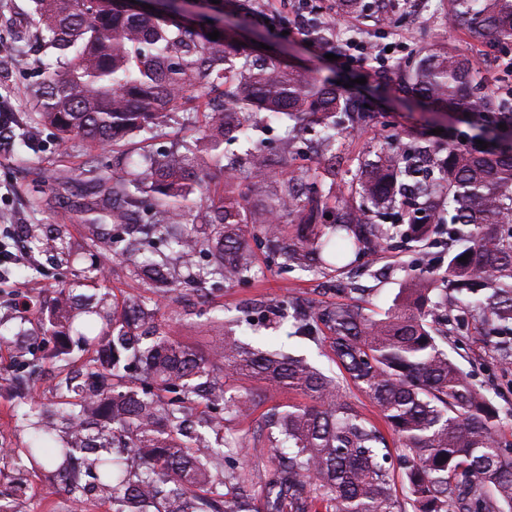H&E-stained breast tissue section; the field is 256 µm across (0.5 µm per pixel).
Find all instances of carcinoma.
<instances>
[{
    "label": "carcinoma",
    "instance_id": "1",
    "mask_svg": "<svg viewBox=\"0 0 512 512\" xmlns=\"http://www.w3.org/2000/svg\"><path fill=\"white\" fill-rule=\"evenodd\" d=\"M176 11L173 3L148 16L121 0H34L38 37L55 70L29 91L38 107L33 120L61 145L78 139L118 153L126 139L192 114L188 133L167 151L143 152L126 177H100L105 193L88 207L98 218L86 247H99L106 222L112 254L125 257L134 244L154 249L156 258L132 264L129 275L163 292L176 289L169 252L183 261L189 284L245 278L253 224L270 252L329 272L396 241L419 247L433 216L456 248L440 279L426 271L406 280L378 317L360 304L309 312L290 300L270 306L272 323L287 320L329 342L336 376L228 334L201 354L169 336L144 302H123L119 317L109 292L78 307L81 278L65 281L49 310L32 308L53 357L68 362L76 348L91 354L88 382L66 378L56 401H31L34 433L13 451L14 464L49 466L68 491L112 499V512H512V456L501 449L499 409L444 348L467 315L512 364V153L454 141L402 147L399 134L388 132L347 183L335 148L346 90L242 48L229 23L185 28ZM447 16L477 48L512 43V0H448ZM215 30L220 37L212 40ZM398 73L433 111H499L506 129L484 125L481 134L512 132V100L490 87L470 57L434 48ZM261 113L289 122L275 161L252 140ZM309 122L320 126L321 160L274 175L273 164L288 168ZM213 168L224 170L221 188L211 186ZM243 174L262 206L239 191ZM347 186L371 208L347 207ZM335 210L339 219L318 223ZM373 212L390 223H370ZM285 214L298 227L291 240L279 223ZM25 233L35 247L54 240L43 224L25 225ZM200 254L207 264L195 262ZM27 354L18 349L16 371L40 367ZM242 378L303 401L271 421L267 461L236 467L217 494L211 468L224 459L223 425L217 417L208 422L212 441L187 430L186 412L211 387L224 413L249 418L252 395L235 386ZM349 384L370 398L397 443L403 498L391 484L386 438L350 400Z\"/></svg>",
    "mask_w": 512,
    "mask_h": 512
}]
</instances>
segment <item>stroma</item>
<instances>
[{
	"mask_svg": "<svg viewBox=\"0 0 512 512\" xmlns=\"http://www.w3.org/2000/svg\"><path fill=\"white\" fill-rule=\"evenodd\" d=\"M336 4L337 0H313L314 23L302 32L293 28L297 0H224V10L243 23L245 42L267 39L273 54L284 62L351 83L353 111L370 110L372 118L348 133L337 149L344 178L353 177L359 156L388 130L423 144L434 141L437 128L444 138L473 141L479 121L427 112L393 80L399 64L436 43L472 54L468 40L448 24L441 0H373L370 11L362 16L339 14ZM352 40L368 44L372 60L350 64L340 58L341 49ZM378 55L386 56V70H377L374 58ZM43 62L33 44L20 53L0 52V107L14 113L18 121L14 135L30 142L26 148L0 150V241L20 245L23 252L21 260L0 262V334L9 337L26 329L23 343L43 362L29 385L33 396L48 401L65 371L50 359L51 344L30 331L32 315L22 304L33 300L51 305L56 285L70 280L75 270L71 256L81 252L85 243L84 206L101 190L95 171L115 170L116 160L111 150L93 149L81 141L63 147L48 130L31 127L28 117L36 102L26 90L41 82ZM28 224L59 230L63 247L48 252L31 248L24 233ZM449 245L447 234L435 226L423 253H382L351 273L287 269L257 246L255 267L248 278L231 284L211 281L198 290L176 291L168 299L130 279L126 266L108 257L101 262L103 281L86 282L82 292L92 295L104 285L118 299H142L155 309L156 321L169 336L202 352L223 339L225 320L235 318L239 324L234 333L241 339L270 352L306 358L334 375L338 368L323 344L262 327L265 305L287 297L316 305L359 303L369 313L379 314L409 277L434 267ZM447 349L470 381L498 406L500 435L512 443V365H502L493 345L482 336L450 337ZM254 392L258 405L247 424L226 419L225 434L238 437L248 430L259 431L274 409L299 400L297 394L267 393L259 386ZM23 407L10 387L0 388V498L10 501L14 512H112L108 500H76L63 488L53 487L47 471L24 470L11 462V449L25 447L32 434L30 423L19 417Z\"/></svg>",
	"mask_w": 512,
	"mask_h": 512,
	"instance_id": "35a3bbf8",
	"label": "stroma"
}]
</instances>
